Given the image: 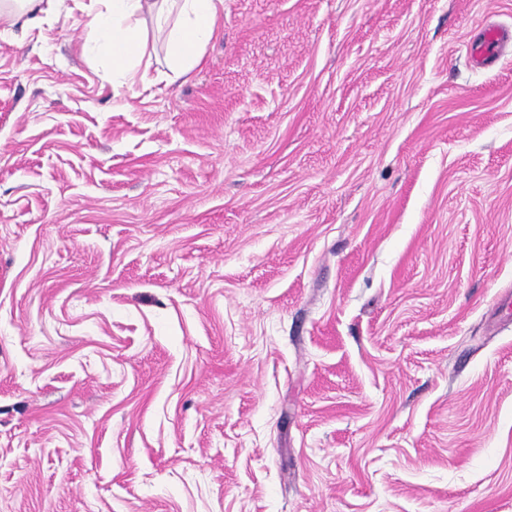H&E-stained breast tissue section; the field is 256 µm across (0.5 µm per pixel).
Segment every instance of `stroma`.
<instances>
[{
  "instance_id": "1",
  "label": "stroma",
  "mask_w": 512,
  "mask_h": 512,
  "mask_svg": "<svg viewBox=\"0 0 512 512\" xmlns=\"http://www.w3.org/2000/svg\"><path fill=\"white\" fill-rule=\"evenodd\" d=\"M0 24V512H512V0H224L102 79ZM506 38L507 34L502 29L498 27H488L484 31L482 38L472 44L470 48L472 58L480 64L492 62L496 58Z\"/></svg>"
}]
</instances>
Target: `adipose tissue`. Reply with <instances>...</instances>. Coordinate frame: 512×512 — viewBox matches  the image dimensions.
<instances>
[{
    "label": "adipose tissue",
    "mask_w": 512,
    "mask_h": 512,
    "mask_svg": "<svg viewBox=\"0 0 512 512\" xmlns=\"http://www.w3.org/2000/svg\"><path fill=\"white\" fill-rule=\"evenodd\" d=\"M90 40L84 51L105 50L111 66L103 79L113 89L134 90L154 78L143 60L149 53L148 27L166 30V55L173 73L197 66L204 47L217 35L216 21L224 0H96ZM67 0H0V23L38 26L47 16L61 15Z\"/></svg>",
    "instance_id": "ef3b65f1"
}]
</instances>
